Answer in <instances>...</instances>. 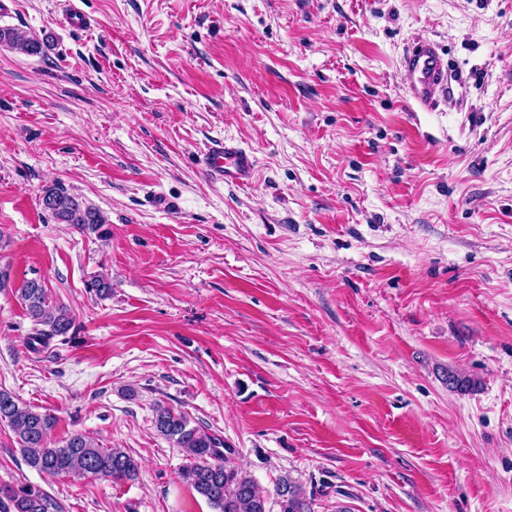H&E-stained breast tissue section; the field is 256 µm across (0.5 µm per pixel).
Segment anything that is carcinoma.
<instances>
[{"label":"carcinoma","mask_w":512,"mask_h":512,"mask_svg":"<svg viewBox=\"0 0 512 512\" xmlns=\"http://www.w3.org/2000/svg\"><path fill=\"white\" fill-rule=\"evenodd\" d=\"M0 45L26 54L42 50L31 33L16 28H0ZM43 205L60 224H70L82 233L104 235L107 219L92 206L85 205L59 186L44 190ZM87 288L100 297L112 291L105 274L93 276ZM16 293L32 322L30 347L45 346L57 336H66L74 326L68 307L50 299L42 280L25 279ZM0 420L8 423L17 437L25 463L49 477H102L132 482L139 473L138 462L122 448H103L82 433H72L61 446L52 442L57 418L47 411L19 405L15 397L0 390ZM157 432L173 442L183 454L182 479L215 509V512H271L270 496L263 494L255 479L234 461V449L220 436L191 425L187 414L159 406L155 409ZM280 512H311L312 498L290 475L282 476L274 489ZM6 500L8 512H54L56 502L43 488L21 482L0 487V501Z\"/></svg>","instance_id":"cac0c4a2"}]
</instances>
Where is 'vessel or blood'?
<instances>
[{
	"instance_id": "obj_1",
	"label": "vessel or blood",
	"mask_w": 512,
	"mask_h": 512,
	"mask_svg": "<svg viewBox=\"0 0 512 512\" xmlns=\"http://www.w3.org/2000/svg\"><path fill=\"white\" fill-rule=\"evenodd\" d=\"M409 98L420 108H430L438 98L450 96L448 64L435 43L416 44L401 60ZM201 164L207 174L223 182L245 186L250 184L256 171V157L239 144L216 139L209 143Z\"/></svg>"
}]
</instances>
